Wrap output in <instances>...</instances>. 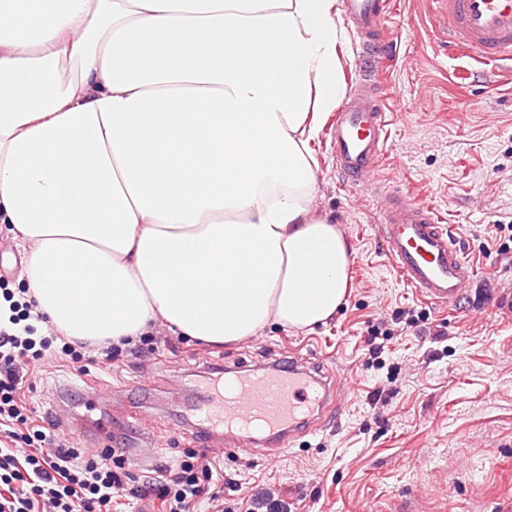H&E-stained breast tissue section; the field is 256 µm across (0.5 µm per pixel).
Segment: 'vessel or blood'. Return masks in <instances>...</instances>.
<instances>
[{
    "label": "vessel or blood",
    "instance_id": "b4317fda",
    "mask_svg": "<svg viewBox=\"0 0 512 512\" xmlns=\"http://www.w3.org/2000/svg\"><path fill=\"white\" fill-rule=\"evenodd\" d=\"M438 30L449 55L512 69V0H440ZM393 0H344V17L359 42L360 69L383 73L392 42L387 18ZM392 115L379 82L355 81L327 127L329 151L347 184L374 189L382 222V253L419 297L453 308L469 290L475 268L434 209L404 189L377 180L387 156ZM348 386L329 365L292 356L284 368H231L194 408L191 428L208 437V452L249 448L254 433L268 434L269 456L300 436L337 422Z\"/></svg>",
    "mask_w": 512,
    "mask_h": 512
}]
</instances>
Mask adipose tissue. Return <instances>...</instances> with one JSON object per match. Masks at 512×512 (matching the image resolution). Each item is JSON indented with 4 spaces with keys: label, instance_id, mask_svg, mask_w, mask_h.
I'll return each instance as SVG.
<instances>
[{
    "label": "adipose tissue",
    "instance_id": "obj_1",
    "mask_svg": "<svg viewBox=\"0 0 512 512\" xmlns=\"http://www.w3.org/2000/svg\"><path fill=\"white\" fill-rule=\"evenodd\" d=\"M337 0H0V224L65 337L304 331L351 251L314 214Z\"/></svg>",
    "mask_w": 512,
    "mask_h": 512
}]
</instances>
